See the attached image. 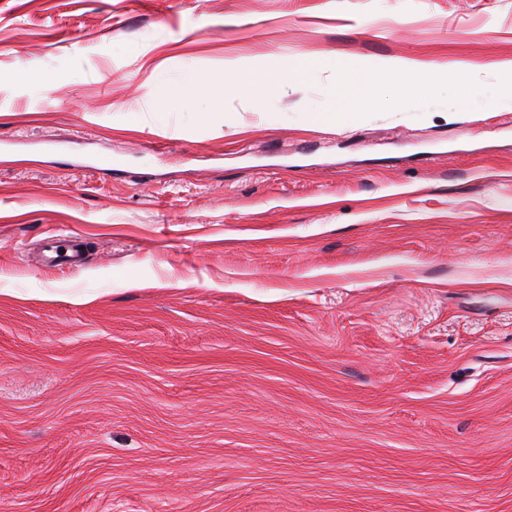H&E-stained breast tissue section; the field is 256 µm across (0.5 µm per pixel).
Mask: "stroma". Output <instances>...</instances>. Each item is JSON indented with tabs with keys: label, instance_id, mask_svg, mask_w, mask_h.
I'll list each match as a JSON object with an SVG mask.
<instances>
[{
	"label": "stroma",
	"instance_id": "35a3bbf8",
	"mask_svg": "<svg viewBox=\"0 0 512 512\" xmlns=\"http://www.w3.org/2000/svg\"><path fill=\"white\" fill-rule=\"evenodd\" d=\"M511 71L512 0H0V512H512ZM224 86L229 91H242L247 94L255 92L257 96L264 100H269L276 95L277 85L275 82H266L255 86L252 83L241 80L233 69V63L225 62L224 64ZM156 74L158 96L152 112H157V116L179 107L186 109L205 85L203 76L192 68L178 72L161 69ZM44 265L49 267L69 266L79 268L82 266L80 251L76 239L72 236L52 238L47 245Z\"/></svg>",
	"mask_w": 512,
	"mask_h": 512
}]
</instances>
